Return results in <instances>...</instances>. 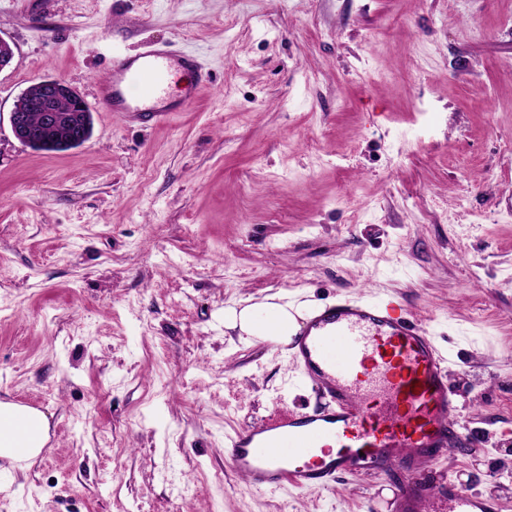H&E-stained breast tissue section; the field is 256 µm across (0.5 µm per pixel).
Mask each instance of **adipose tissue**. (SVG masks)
Here are the masks:
<instances>
[{"mask_svg": "<svg viewBox=\"0 0 512 512\" xmlns=\"http://www.w3.org/2000/svg\"><path fill=\"white\" fill-rule=\"evenodd\" d=\"M304 311L272 300L253 304L224 315V325L239 329L249 339L292 343L306 319ZM48 440V421L37 409L10 402L0 403V458L26 468L34 463Z\"/></svg>", "mask_w": 512, "mask_h": 512, "instance_id": "1", "label": "adipose tissue"}]
</instances>
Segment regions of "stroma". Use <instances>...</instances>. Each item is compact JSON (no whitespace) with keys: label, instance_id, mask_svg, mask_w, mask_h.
I'll return each mask as SVG.
<instances>
[{"label":"stroma","instance_id":"1","mask_svg":"<svg viewBox=\"0 0 512 512\" xmlns=\"http://www.w3.org/2000/svg\"><path fill=\"white\" fill-rule=\"evenodd\" d=\"M0 400L43 411L0 512H396L398 466L251 488L234 430L314 403L224 312L282 294L391 298L450 359L476 444L454 477L512 512V0H0ZM206 66L160 123L100 109L113 49ZM93 116L61 153L15 138L35 80Z\"/></svg>","mask_w":512,"mask_h":512}]
</instances>
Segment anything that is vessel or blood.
Segmentation results:
<instances>
[{
	"label": "vessel or blood",
	"mask_w": 512,
	"mask_h": 512,
	"mask_svg": "<svg viewBox=\"0 0 512 512\" xmlns=\"http://www.w3.org/2000/svg\"><path fill=\"white\" fill-rule=\"evenodd\" d=\"M200 67L196 56L169 43L135 55L113 53L97 102L108 112L167 120L197 104L199 84L175 96L169 89L179 74ZM338 342L339 354L333 349ZM294 346L302 376L325 403L229 436L232 466L251 486L320 490L339 474L390 464L422 473L448 449L468 444L456 417L458 395L448 386V359L425 327L396 314L392 300L337 298L314 311ZM433 497L444 499L443 512H500L496 501L463 490L452 478L439 490L406 488L399 512H425V500Z\"/></svg>",
	"instance_id": "b4317fda"
}]
</instances>
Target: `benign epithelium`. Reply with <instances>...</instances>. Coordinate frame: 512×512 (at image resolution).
Segmentation results:
<instances>
[{"mask_svg":"<svg viewBox=\"0 0 512 512\" xmlns=\"http://www.w3.org/2000/svg\"><path fill=\"white\" fill-rule=\"evenodd\" d=\"M23 101L15 104L10 113V123L15 137L27 144L53 147L75 146L84 136L83 117L88 105L68 84L57 79L34 82L22 94ZM69 102V109L57 107L61 100ZM35 110L41 113L39 131L32 132L24 123L22 112Z\"/></svg>","mask_w":512,"mask_h":512,"instance_id":"benign-epithelium-1","label":"benign epithelium"}]
</instances>
